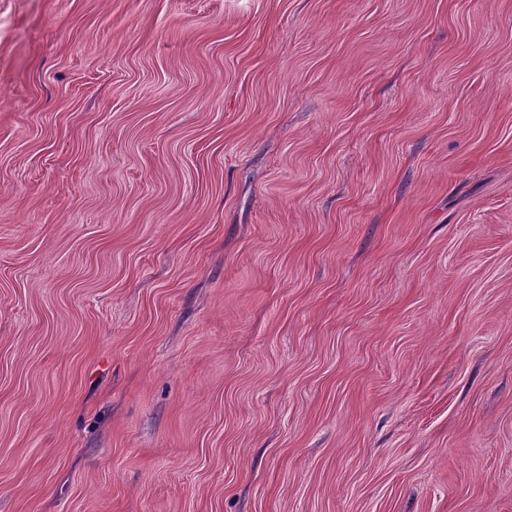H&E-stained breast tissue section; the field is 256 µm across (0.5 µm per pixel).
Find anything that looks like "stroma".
Returning a JSON list of instances; mask_svg holds the SVG:
<instances>
[{
  "mask_svg": "<svg viewBox=\"0 0 512 512\" xmlns=\"http://www.w3.org/2000/svg\"><path fill=\"white\" fill-rule=\"evenodd\" d=\"M0 512H512V0H0Z\"/></svg>",
  "mask_w": 512,
  "mask_h": 512,
  "instance_id": "35a3bbf8",
  "label": "stroma"
}]
</instances>
